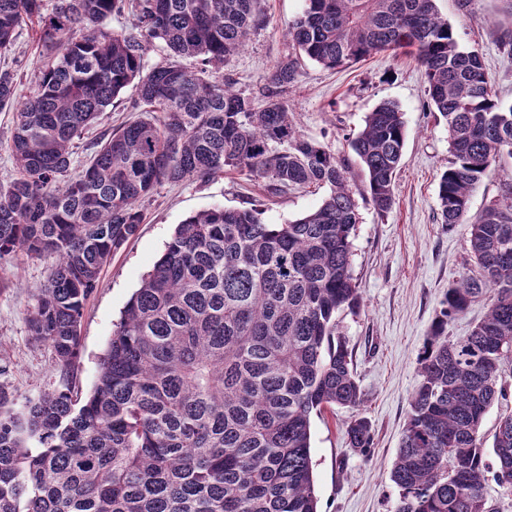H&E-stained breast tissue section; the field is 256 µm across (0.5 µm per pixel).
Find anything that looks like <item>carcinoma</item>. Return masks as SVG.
I'll list each match as a JSON object with an SVG mask.
<instances>
[{
	"label": "carcinoma",
	"instance_id": "obj_1",
	"mask_svg": "<svg viewBox=\"0 0 512 512\" xmlns=\"http://www.w3.org/2000/svg\"><path fill=\"white\" fill-rule=\"evenodd\" d=\"M129 10L140 37L105 27ZM37 22L59 47L23 92L0 69V109H17L15 175L0 187V259H53L28 310L51 347L58 383L21 412L0 385V512H318L311 421L355 409L362 393L338 315L359 304L352 272L355 195L383 214L405 145L404 113L383 101L350 146L364 174L297 129L281 96L295 61L277 63L265 103L216 76L263 22L256 0H0V54ZM299 55L330 70L412 48L428 108L448 129L438 184L441 223L467 213L487 170L512 157V104L492 90L482 54L460 47L436 0H305L288 26ZM200 58L195 71L145 67V43ZM136 83L157 120L126 124L74 170L75 141ZM226 170L274 194L326 185L321 205L287 224L263 210L214 207L176 229L115 325L93 391L77 386L81 325L112 255L141 224L137 208L162 183ZM477 269L448 293L419 359L391 470L397 512H490L486 485L512 489V413L491 450L479 431L512 390V192L468 225ZM494 289L465 336L448 321ZM349 448L373 441L370 421L346 425Z\"/></svg>",
	"mask_w": 512,
	"mask_h": 512
}]
</instances>
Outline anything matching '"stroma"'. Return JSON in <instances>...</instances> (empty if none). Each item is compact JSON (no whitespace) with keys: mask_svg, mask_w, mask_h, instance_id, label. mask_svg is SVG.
Instances as JSON below:
<instances>
[{"mask_svg":"<svg viewBox=\"0 0 512 512\" xmlns=\"http://www.w3.org/2000/svg\"><path fill=\"white\" fill-rule=\"evenodd\" d=\"M460 45L479 50L503 102L512 103V55L499 39L512 29L507 0H436ZM265 22L251 32L242 49L220 66V76L239 92L259 96L275 65L294 54L286 36L289 22L304 0H260ZM50 52L38 40L36 25L22 27L6 64L14 65L23 85H30ZM135 86L124 89L113 107L102 112L74 155L84 163L92 143L122 123L140 119ZM284 98L300 132L324 144L359 172L349 139L364 126L369 112L383 100L396 101L405 114L406 136L401 169L394 182L395 203L378 214L358 199L360 222L353 237V274L360 288L355 309L340 315V330L353 353L363 401L360 413L372 426L367 452L352 451L345 427L350 410L332 408L312 420V459L319 512H396L399 490L390 471L400 448L411 395L420 378L418 358L449 288L472 273L466 223L502 198L512 180V159L489 169L472 192L465 223L441 224L438 182L447 168L448 131L427 107L424 71L412 50L379 52L336 71L301 59L296 82ZM327 188H303L273 196L257 181L234 171L178 185L161 184L141 199L143 221L138 235L116 252L89 299L81 326L78 386L89 393L114 325L142 277L164 251L177 224L215 206L254 203L271 224H285L314 210ZM52 260L17 255L0 259V384L23 410L56 381L53 353L35 341L26 314L47 280Z\"/></svg>","mask_w":512,"mask_h":512,"instance_id":"obj_1","label":"stroma"}]
</instances>
